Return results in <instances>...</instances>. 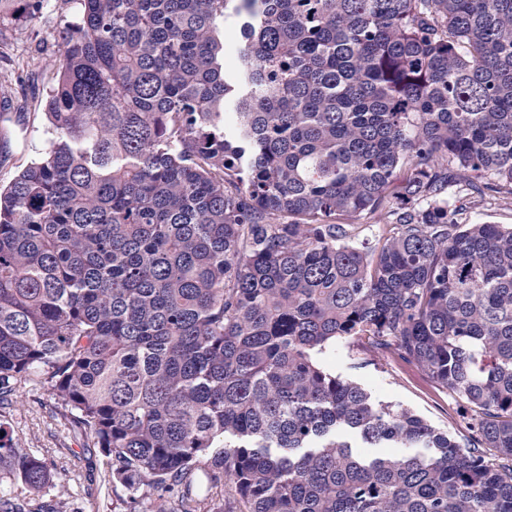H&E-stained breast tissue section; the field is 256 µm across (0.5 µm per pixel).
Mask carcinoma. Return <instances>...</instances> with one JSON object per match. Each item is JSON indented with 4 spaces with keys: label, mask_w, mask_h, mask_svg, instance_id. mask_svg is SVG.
<instances>
[{
    "label": "carcinoma",
    "mask_w": 512,
    "mask_h": 512,
    "mask_svg": "<svg viewBox=\"0 0 512 512\" xmlns=\"http://www.w3.org/2000/svg\"><path fill=\"white\" fill-rule=\"evenodd\" d=\"M80 3L0 190V401L41 369L170 512H512V225L466 202L512 207V0ZM346 338L466 443L336 375ZM2 470L55 481L0 428ZM467 216L471 224H512V209H503L491 200L472 205ZM330 358L336 374L359 384L375 400L407 409L452 439L465 442L468 431L461 402L438 387L424 369L372 353L365 340L357 339L337 343ZM362 360L369 362L360 367Z\"/></svg>",
    "instance_id": "obj_1"
}]
</instances>
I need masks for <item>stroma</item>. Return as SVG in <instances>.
Here are the masks:
<instances>
[{"label":"stroma","instance_id":"1","mask_svg":"<svg viewBox=\"0 0 512 512\" xmlns=\"http://www.w3.org/2000/svg\"><path fill=\"white\" fill-rule=\"evenodd\" d=\"M79 20L77 0H45L38 12L19 13L16 0L0 9V186L8 187L37 162L50 140L46 101L57 80V34ZM337 374L375 400L406 409L462 442L468 436L463 406L427 372L370 352L365 341L337 343ZM0 427L20 453L37 458L55 485L36 492L0 478V496L44 506L46 512H158L157 495L112 481L99 447L73 421L70 405L32 373L0 404Z\"/></svg>","mask_w":512,"mask_h":512}]
</instances>
